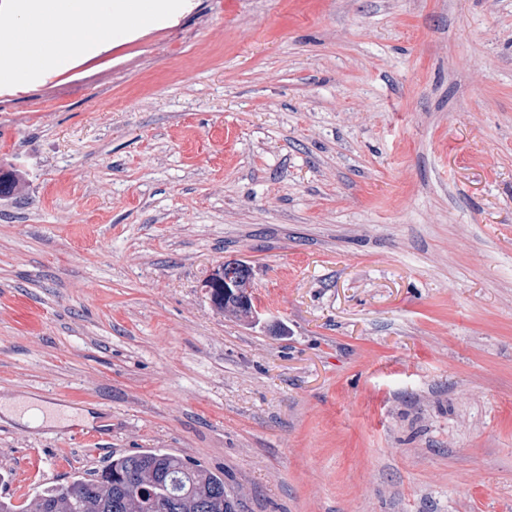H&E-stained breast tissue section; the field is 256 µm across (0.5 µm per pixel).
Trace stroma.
Here are the masks:
<instances>
[{"label": "stroma", "instance_id": "stroma-1", "mask_svg": "<svg viewBox=\"0 0 512 512\" xmlns=\"http://www.w3.org/2000/svg\"><path fill=\"white\" fill-rule=\"evenodd\" d=\"M183 2L0 86V400L90 414L0 416V496L160 449L242 512H512V0ZM251 273L241 272L235 263L224 262L218 265L210 275L205 287L213 288L220 285L221 288H214L210 294L213 306L220 312L230 311L236 314L247 315L250 311L240 309L235 303L224 302L228 297L240 298L245 304H250L253 296L250 289ZM224 288V289H223ZM6 419L21 424H44L46 420L64 417L73 419L76 417H87V412H80L74 409L63 407L61 409L43 405L39 400L32 397H16L0 401V414Z\"/></svg>", "mask_w": 512, "mask_h": 512}]
</instances>
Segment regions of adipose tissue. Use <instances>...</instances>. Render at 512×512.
I'll list each match as a JSON object with an SVG mask.
<instances>
[{"mask_svg": "<svg viewBox=\"0 0 512 512\" xmlns=\"http://www.w3.org/2000/svg\"><path fill=\"white\" fill-rule=\"evenodd\" d=\"M133 8V0H18L19 27L0 29V81L31 79L58 68L56 48L62 43L76 54L97 55L116 33L129 30ZM77 415L31 397L0 402L1 417L25 425Z\"/></svg>", "mask_w": 512, "mask_h": 512, "instance_id": "adipose-tissue-1", "label": "adipose tissue"}]
</instances>
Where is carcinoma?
<instances>
[{
    "label": "carcinoma",
    "mask_w": 512,
    "mask_h": 512,
    "mask_svg": "<svg viewBox=\"0 0 512 512\" xmlns=\"http://www.w3.org/2000/svg\"><path fill=\"white\" fill-rule=\"evenodd\" d=\"M210 300L220 312L248 314L225 302L222 288L213 289ZM169 476L205 505V512H238L239 503L224 492V478L159 450L114 457L97 472L44 488L26 506L1 498L0 512H178Z\"/></svg>",
    "instance_id": "carcinoma-1"
}]
</instances>
